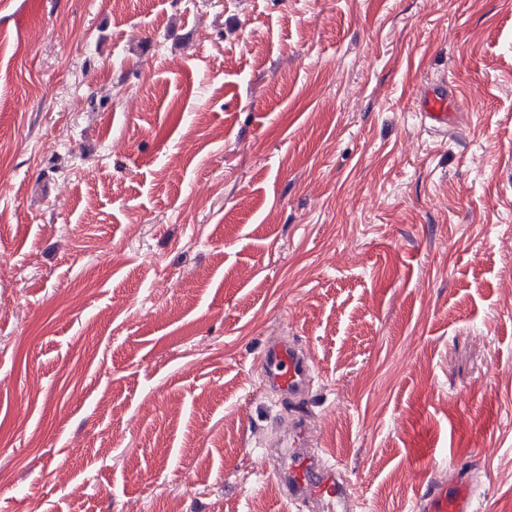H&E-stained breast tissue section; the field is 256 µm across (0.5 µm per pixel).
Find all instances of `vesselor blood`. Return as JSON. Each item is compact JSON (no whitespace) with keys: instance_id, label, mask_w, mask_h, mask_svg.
<instances>
[{"instance_id":"vessel-or-blood-1","label":"vessel or blood","mask_w":512,"mask_h":512,"mask_svg":"<svg viewBox=\"0 0 512 512\" xmlns=\"http://www.w3.org/2000/svg\"><path fill=\"white\" fill-rule=\"evenodd\" d=\"M424 120L435 130L451 125L448 86L439 82L420 101ZM266 387L289 404L302 406L315 376L306 350L286 338L265 342L257 359ZM289 448L283 452L273 475L284 495L293 502L348 508L347 485L335 467L325 465L314 452L311 428L305 416H295L287 432ZM420 512H475L474 490L467 472L449 469L447 476L426 479L418 495Z\"/></svg>"}]
</instances>
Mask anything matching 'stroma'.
I'll return each mask as SVG.
<instances>
[{"label": "stroma", "mask_w": 512, "mask_h": 512, "mask_svg": "<svg viewBox=\"0 0 512 512\" xmlns=\"http://www.w3.org/2000/svg\"><path fill=\"white\" fill-rule=\"evenodd\" d=\"M272 336L353 512H512V0H0V512H305ZM421 114L424 120L435 130H448L452 124L454 113L448 102V85L446 80L440 81L427 89L420 101ZM266 387L288 401V405L301 407L315 376L306 350L286 338L267 340L257 359ZM421 512H475L474 490L468 473L462 469H448V478L426 479L418 494Z\"/></svg>", "instance_id": "stroma-1"}]
</instances>
